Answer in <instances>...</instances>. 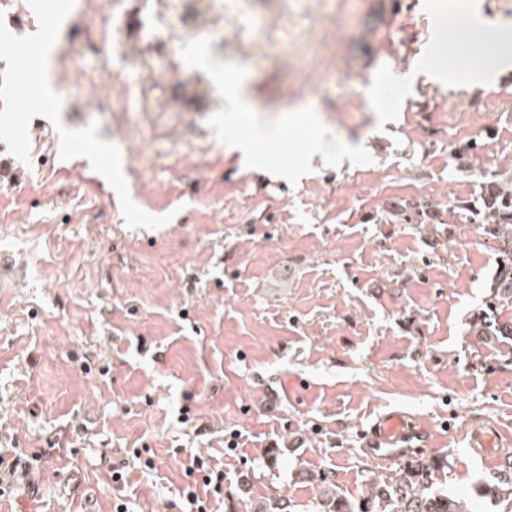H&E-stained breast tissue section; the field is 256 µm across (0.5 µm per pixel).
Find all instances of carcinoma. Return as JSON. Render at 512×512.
<instances>
[{
	"label": "carcinoma",
	"instance_id": "carcinoma-1",
	"mask_svg": "<svg viewBox=\"0 0 512 512\" xmlns=\"http://www.w3.org/2000/svg\"><path fill=\"white\" fill-rule=\"evenodd\" d=\"M491 210L486 224L490 234L509 244L512 242V190L508 180L489 182L486 185ZM491 288L495 302L512 305V249L500 250L498 270ZM433 464L427 461L412 464L391 483H374L367 501L357 508L337 490L329 476L323 475L324 494L314 505V512H474L473 497L483 498L496 494L500 486L512 487V462H505L496 476L497 483L475 487L474 496L465 497L432 487L430 478Z\"/></svg>",
	"mask_w": 512,
	"mask_h": 512
}]
</instances>
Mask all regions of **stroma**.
<instances>
[{
  "mask_svg": "<svg viewBox=\"0 0 512 512\" xmlns=\"http://www.w3.org/2000/svg\"><path fill=\"white\" fill-rule=\"evenodd\" d=\"M424 9L434 44L453 11L512 23V0H75L61 121L98 125L135 204L170 220L127 227L87 159L59 168L53 126L30 163L0 151V458L64 441L0 512H179L196 456L224 471L219 512H310L321 473L359 503L419 459L452 493L498 474L512 307L489 309L484 184L512 175V70L416 77ZM228 68L275 136L229 119ZM390 78L404 95L376 111ZM393 410L427 442L375 458L360 433ZM488 425L491 458L469 444ZM136 452L154 468L113 483Z\"/></svg>",
  "mask_w": 512,
  "mask_h": 512,
  "instance_id": "stroma-1",
  "label": "stroma"
}]
</instances>
